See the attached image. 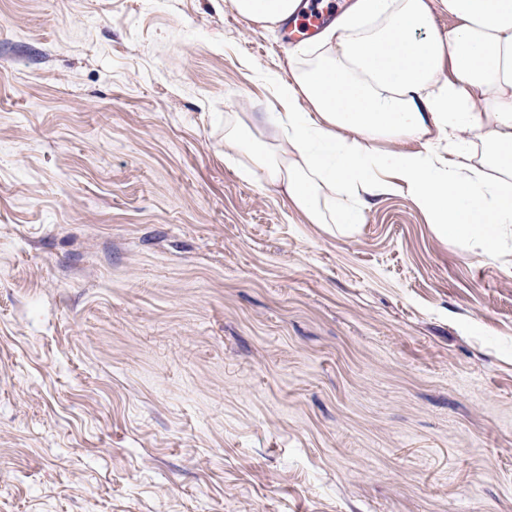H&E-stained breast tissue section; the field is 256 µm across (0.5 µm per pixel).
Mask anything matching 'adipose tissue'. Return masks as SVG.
<instances>
[{
  "label": "adipose tissue",
  "instance_id": "adipose-tissue-1",
  "mask_svg": "<svg viewBox=\"0 0 512 512\" xmlns=\"http://www.w3.org/2000/svg\"><path fill=\"white\" fill-rule=\"evenodd\" d=\"M231 5L278 26L301 0ZM271 82L273 111L226 113L224 157L307 223L350 229L399 193L484 258L512 240V0H347Z\"/></svg>",
  "mask_w": 512,
  "mask_h": 512
}]
</instances>
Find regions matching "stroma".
Here are the masks:
<instances>
[{"label":"stroma","instance_id":"1","mask_svg":"<svg viewBox=\"0 0 512 512\" xmlns=\"http://www.w3.org/2000/svg\"><path fill=\"white\" fill-rule=\"evenodd\" d=\"M281 28L0 0V512H512V245L350 234L224 159Z\"/></svg>","mask_w":512,"mask_h":512}]
</instances>
